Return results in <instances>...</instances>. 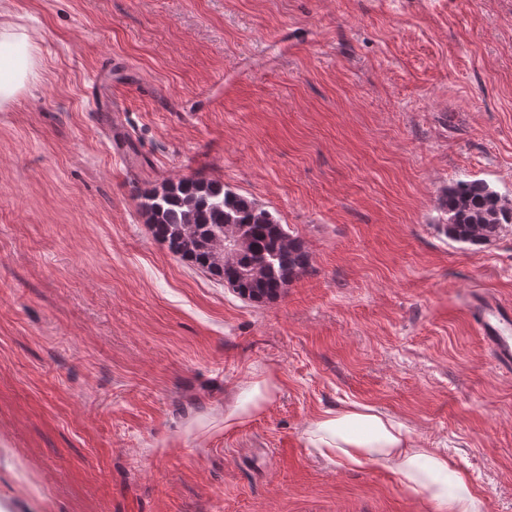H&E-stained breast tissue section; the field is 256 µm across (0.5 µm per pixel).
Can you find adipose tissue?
I'll return each mask as SVG.
<instances>
[{"instance_id": "obj_1", "label": "adipose tissue", "mask_w": 512, "mask_h": 512, "mask_svg": "<svg viewBox=\"0 0 512 512\" xmlns=\"http://www.w3.org/2000/svg\"><path fill=\"white\" fill-rule=\"evenodd\" d=\"M37 47L25 29L0 31V104L15 101L35 78ZM276 384L256 376L224 416L233 425L261 412ZM313 451L356 465L371 461L396 470L403 484L427 497L433 512H483L485 502L472 481L455 469L448 456L418 447L409 429L374 408L353 404L313 419L306 430Z\"/></svg>"}]
</instances>
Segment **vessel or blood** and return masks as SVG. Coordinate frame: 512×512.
I'll list each match as a JSON object with an SVG mask.
<instances>
[{
    "instance_id": "1",
    "label": "vessel or blood",
    "mask_w": 512,
    "mask_h": 512,
    "mask_svg": "<svg viewBox=\"0 0 512 512\" xmlns=\"http://www.w3.org/2000/svg\"><path fill=\"white\" fill-rule=\"evenodd\" d=\"M470 303L495 366L512 370V303L484 290L475 292Z\"/></svg>"
}]
</instances>
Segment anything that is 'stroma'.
<instances>
[{
  "label": "stroma",
  "mask_w": 512,
  "mask_h": 512,
  "mask_svg": "<svg viewBox=\"0 0 512 512\" xmlns=\"http://www.w3.org/2000/svg\"><path fill=\"white\" fill-rule=\"evenodd\" d=\"M17 26L40 52L0 109V512H431L308 447L351 403L512 512V374L468 311L512 302V226L437 229L456 181L512 199V0H0ZM197 172L309 273L257 304L174 257L141 194ZM260 371L270 403L225 427Z\"/></svg>",
  "instance_id": "1"
}]
</instances>
